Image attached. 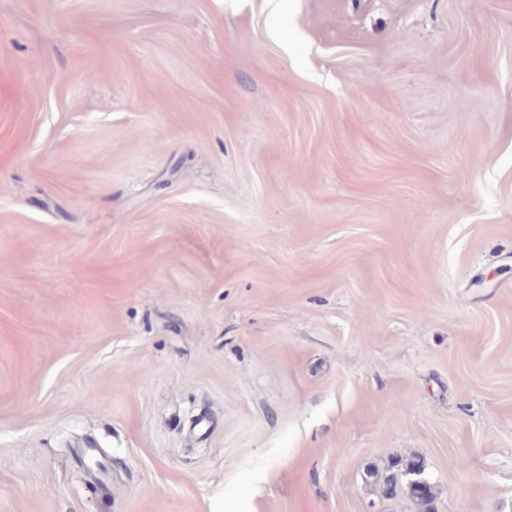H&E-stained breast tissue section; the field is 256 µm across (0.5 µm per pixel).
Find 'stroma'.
<instances>
[{
  "label": "stroma",
  "instance_id": "35a3bbf8",
  "mask_svg": "<svg viewBox=\"0 0 512 512\" xmlns=\"http://www.w3.org/2000/svg\"><path fill=\"white\" fill-rule=\"evenodd\" d=\"M512 512V0H0V512ZM390 473L383 478L380 477L378 470L368 471V477L375 482H379L382 494L386 497L393 496L397 491L395 483V472H400L401 476L405 478L408 494L419 512H431V503L434 498L432 486L427 482L424 477V467L420 460L413 459L409 461H396L390 468ZM420 479H424L429 484L427 492L422 493L419 488Z\"/></svg>",
  "mask_w": 512,
  "mask_h": 512
}]
</instances>
